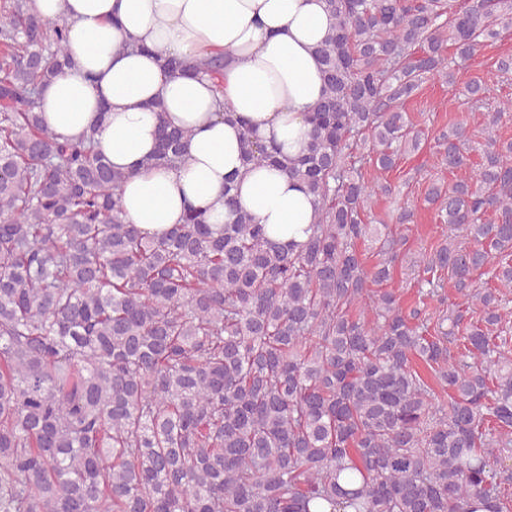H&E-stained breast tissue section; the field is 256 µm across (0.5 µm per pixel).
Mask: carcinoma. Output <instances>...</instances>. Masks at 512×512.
<instances>
[{"instance_id": "1", "label": "carcinoma", "mask_w": 512, "mask_h": 512, "mask_svg": "<svg viewBox=\"0 0 512 512\" xmlns=\"http://www.w3.org/2000/svg\"><path fill=\"white\" fill-rule=\"evenodd\" d=\"M327 3L310 141L243 152L315 198L295 247L239 209L162 235L127 223L94 134L66 140L38 111L66 27L0 0V512H512V96L456 89L487 134L433 137L454 180L424 200L448 242L409 262L411 305L387 288L408 238L367 223L392 194L367 168L419 146L405 102L512 36V0ZM227 62L166 66L221 92ZM187 140L161 125L150 163Z\"/></svg>"}]
</instances>
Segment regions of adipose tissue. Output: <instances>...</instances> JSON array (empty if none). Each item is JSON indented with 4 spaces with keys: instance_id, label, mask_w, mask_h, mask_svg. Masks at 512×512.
<instances>
[{
    "instance_id": "adipose-tissue-1",
    "label": "adipose tissue",
    "mask_w": 512,
    "mask_h": 512,
    "mask_svg": "<svg viewBox=\"0 0 512 512\" xmlns=\"http://www.w3.org/2000/svg\"><path fill=\"white\" fill-rule=\"evenodd\" d=\"M68 30L69 63L39 99L46 126L95 145L125 174L121 205L128 223L159 234L183 223L187 207L209 223L232 220L224 205L265 225L276 242L307 240L314 199L287 170L245 167L246 134L274 145L281 157L307 145L308 114L322 98L315 50L331 15L325 0H32ZM137 50H129V43ZM229 53L224 98L209 78L166 67ZM163 111L155 112L151 103ZM189 130L186 160L150 166L160 123Z\"/></svg>"
}]
</instances>
